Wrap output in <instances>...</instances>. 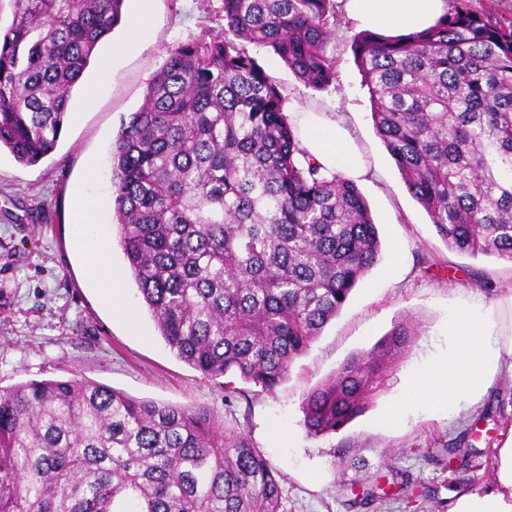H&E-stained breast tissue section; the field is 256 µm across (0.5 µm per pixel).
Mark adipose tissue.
<instances>
[{"label":"adipose tissue","instance_id":"1","mask_svg":"<svg viewBox=\"0 0 512 512\" xmlns=\"http://www.w3.org/2000/svg\"><path fill=\"white\" fill-rule=\"evenodd\" d=\"M346 11L361 28L398 39L434 26L447 6L445 0H346ZM296 123L304 149L325 171L364 174L361 155L342 118L304 108L298 112ZM74 207L78 247L102 303L111 305L116 276L104 248L96 203L80 188L74 193ZM448 336V356L409 373L398 400L385 414L388 422L397 421L416 404L453 414L462 400H480L495 374H512V362L504 363L501 358L502 348L512 349L504 316L480 305L450 313ZM450 512H512V433L498 450L493 483L460 496Z\"/></svg>","mask_w":512,"mask_h":512}]
</instances>
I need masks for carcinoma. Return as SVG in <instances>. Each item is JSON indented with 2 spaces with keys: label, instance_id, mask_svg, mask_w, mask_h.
Masks as SVG:
<instances>
[{
  "label": "carcinoma",
  "instance_id": "obj_1",
  "mask_svg": "<svg viewBox=\"0 0 512 512\" xmlns=\"http://www.w3.org/2000/svg\"><path fill=\"white\" fill-rule=\"evenodd\" d=\"M0 29V149L33 166L56 147L73 88L125 0H9ZM404 41L352 42L376 132L448 249L512 262V28L461 0ZM224 37L168 50L112 145L119 243L155 331L211 379L275 391L380 261L356 182L302 148L270 48L305 86L335 78V0H223ZM402 319L303 399L322 437L387 388ZM465 465L479 450L438 449ZM0 512H282L279 476L215 415L79 378L0 390Z\"/></svg>",
  "mask_w": 512,
  "mask_h": 512
}]
</instances>
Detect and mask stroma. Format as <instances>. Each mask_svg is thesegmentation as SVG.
<instances>
[{
    "label": "stroma",
    "instance_id": "1",
    "mask_svg": "<svg viewBox=\"0 0 512 512\" xmlns=\"http://www.w3.org/2000/svg\"><path fill=\"white\" fill-rule=\"evenodd\" d=\"M150 28L149 42L117 59L112 53L123 41L122 28L102 42L72 93L48 157L24 166L0 152V388L76 377L140 400L209 409L223 429L245 433L280 472L284 512H416L400 491L405 481L429 489L426 512H448L458 496L490 484L496 450L512 429L511 375H496L478 403H461L453 417L414 410L399 425L381 422L404 375L447 353L449 309L512 302V264L449 250L408 192L375 132L368 90L351 51L360 28L347 14H340L327 46L336 77L323 90L305 87L270 49L254 46L250 53L280 87L285 111L309 107L343 117L367 170L356 183L379 228L382 255L400 248L399 272L388 275L382 264L371 270L272 393L240 380L237 394L226 397L220 381L177 358L160 336L141 335L140 325L151 318L113 220L112 144L122 122L142 105L168 48L201 36L223 37V0H156ZM111 59L115 74L98 86L99 71ZM91 166V191L118 281L111 309L89 285L73 244V195ZM405 317L421 333L390 373L387 389L335 434L307 436L304 395ZM487 410L493 418L485 422ZM475 424L482 456L448 472L436 449L468 436Z\"/></svg>",
    "mask_w": 512,
    "mask_h": 512
}]
</instances>
